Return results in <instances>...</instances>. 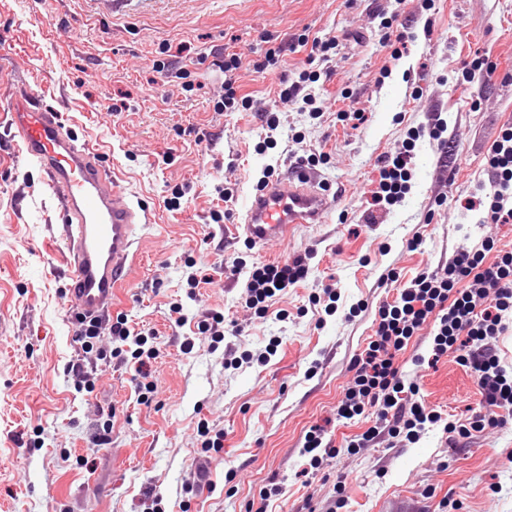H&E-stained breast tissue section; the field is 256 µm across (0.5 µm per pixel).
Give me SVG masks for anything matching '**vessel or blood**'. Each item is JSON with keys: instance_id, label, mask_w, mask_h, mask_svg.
<instances>
[{"instance_id": "vessel-or-blood-1", "label": "vessel or blood", "mask_w": 512, "mask_h": 512, "mask_svg": "<svg viewBox=\"0 0 512 512\" xmlns=\"http://www.w3.org/2000/svg\"><path fill=\"white\" fill-rule=\"evenodd\" d=\"M8 110L14 136L41 166L62 205L61 239L72 270L68 304L84 317H100L112 306L148 212L35 91L20 88ZM332 207L315 178L296 167L251 194L235 227L250 243L263 245L286 239L294 225L325 223Z\"/></svg>"}]
</instances>
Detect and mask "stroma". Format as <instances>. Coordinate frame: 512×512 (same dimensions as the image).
Listing matches in <instances>:
<instances>
[{
  "instance_id": "obj_1",
  "label": "stroma",
  "mask_w": 512,
  "mask_h": 512,
  "mask_svg": "<svg viewBox=\"0 0 512 512\" xmlns=\"http://www.w3.org/2000/svg\"><path fill=\"white\" fill-rule=\"evenodd\" d=\"M394 17L412 35L397 59L378 43ZM302 35L338 42L332 75L316 85V116L279 97L282 79L320 70L305 48L261 65L267 43L287 46ZM477 53L496 64L491 81H460ZM231 54L237 93L252 101L247 111L223 107ZM19 84L60 112L149 208L109 314L160 336L150 403L138 402L132 367L99 365L90 393L67 374L78 345L62 214L8 128L9 93ZM352 106L366 115L356 130L338 118ZM266 110L279 118L277 130L262 121ZM436 113L448 124L447 147L417 141L410 193L373 208L378 157ZM510 122L512 0H125L117 13L110 0H0V512H143L148 485L167 512L185 500L190 512H247L274 476L284 482L276 512L305 497L314 512H512V418L473 433L463 448L448 447L437 430L407 446L383 441L355 452L343 445L365 422H339L331 432L339 454L301 475L304 437L333 417L379 305L482 239L512 249V224L479 223L458 205L489 188L486 152ZM300 156L335 200L328 223L296 225L288 239L263 246L236 236V216L266 168L284 173ZM220 182L232 200H218ZM183 184L190 192L170 209ZM305 251L313 255L307 279L270 302L265 317L248 310L233 261ZM193 269L210 279L196 302L186 296ZM390 271L397 281L381 283ZM329 284L340 299L327 318L314 299ZM175 301L186 326L169 318ZM356 303L361 312L348 317ZM208 310L239 331L217 344L194 335ZM430 332L423 327L400 355L405 378L430 408L464 414L477 405L478 387L456 353L433 367L412 362ZM190 334L195 346L185 354L180 342ZM275 336L278 352L265 357ZM242 354L256 363L225 368ZM107 419L112 434L102 445L96 429ZM202 420L224 433L223 450L206 458ZM202 467L207 484L186 495Z\"/></svg>"
}]
</instances>
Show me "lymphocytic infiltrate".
Instances as JSON below:
<instances>
[{
  "instance_id": "lymphocytic-infiltrate-1",
  "label": "lymphocytic infiltrate",
  "mask_w": 512,
  "mask_h": 512,
  "mask_svg": "<svg viewBox=\"0 0 512 512\" xmlns=\"http://www.w3.org/2000/svg\"><path fill=\"white\" fill-rule=\"evenodd\" d=\"M492 190L468 201L467 210H481L486 224H512V124L503 126L488 151ZM411 145L402 142L379 158L375 204H393L408 190ZM494 262H487V253ZM309 254H297L277 263L253 266L245 282V305L265 316L274 297L295 287L309 274ZM431 325L428 366H435L448 351L476 376L481 399L471 415L457 421L418 400L417 384L405 383L396 363L411 338ZM75 341L81 353L70 370L79 385L92 389L99 362H133V380L140 400L153 391L152 368L160 355L155 331L130 328L124 317L91 321L75 317ZM512 326V251H499L491 239L458 252L440 272L414 277L393 301L380 304L373 335L355 357L351 386L336 408V416L350 420L370 418L365 431L350 440L364 448L389 437L414 443L434 429L449 435L451 444L472 433L493 429L512 416V375L501 362L496 340Z\"/></svg>"
}]
</instances>
